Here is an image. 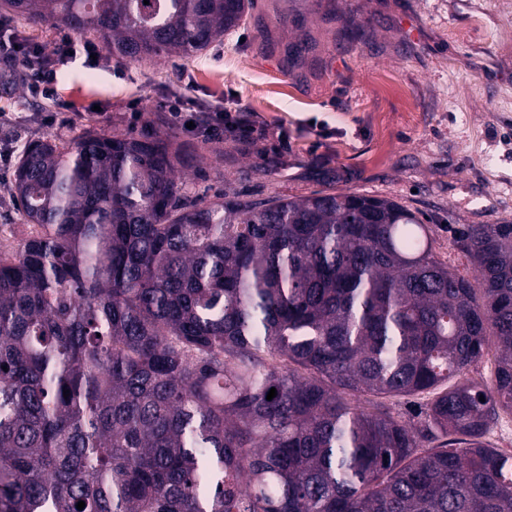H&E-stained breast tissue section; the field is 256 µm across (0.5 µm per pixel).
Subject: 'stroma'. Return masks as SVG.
Listing matches in <instances>:
<instances>
[{
  "label": "stroma",
  "mask_w": 512,
  "mask_h": 512,
  "mask_svg": "<svg viewBox=\"0 0 512 512\" xmlns=\"http://www.w3.org/2000/svg\"><path fill=\"white\" fill-rule=\"evenodd\" d=\"M365 37H348L346 25ZM512 0H254L223 45L190 59L60 70L64 106L25 86L0 90L13 155L0 158V237L34 232L10 201L15 154L46 136L86 132L170 136L191 196L247 199L357 192L396 200L427 224L433 250L466 279L456 241L470 224L512 222ZM305 42L288 63L290 43ZM176 93L204 111L241 109L253 140H211L172 124Z\"/></svg>",
  "instance_id": "stroma-1"
}]
</instances>
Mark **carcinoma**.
I'll return each mask as SVG.
<instances>
[{
    "label": "carcinoma",
    "instance_id": "1",
    "mask_svg": "<svg viewBox=\"0 0 512 512\" xmlns=\"http://www.w3.org/2000/svg\"><path fill=\"white\" fill-rule=\"evenodd\" d=\"M251 6L0 14L142 62L198 56ZM179 163L168 137L104 132L18 156L36 231L0 249V512H512V456L483 441L512 416V222L463 230L470 281L393 199L206 202Z\"/></svg>",
    "mask_w": 512,
    "mask_h": 512
}]
</instances>
